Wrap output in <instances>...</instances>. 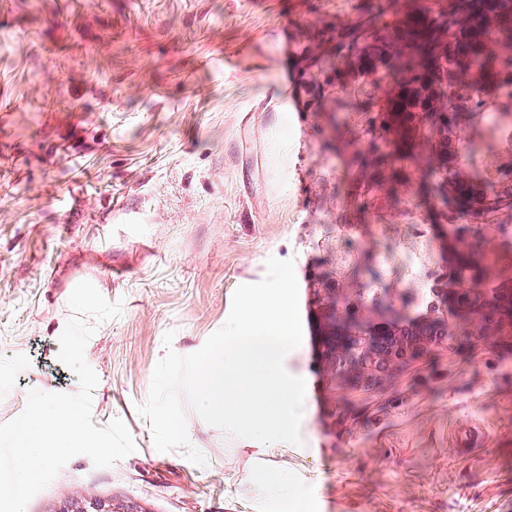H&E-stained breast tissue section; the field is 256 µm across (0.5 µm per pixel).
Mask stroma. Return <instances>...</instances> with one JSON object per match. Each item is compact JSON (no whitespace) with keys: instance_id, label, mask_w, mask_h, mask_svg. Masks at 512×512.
<instances>
[{"instance_id":"stroma-1","label":"stroma","mask_w":512,"mask_h":512,"mask_svg":"<svg viewBox=\"0 0 512 512\" xmlns=\"http://www.w3.org/2000/svg\"><path fill=\"white\" fill-rule=\"evenodd\" d=\"M372 0H0V423L30 389L75 393L56 329L90 281L120 318L85 348L92 417L123 419L136 449L112 466L73 457L25 512L92 495L143 512H282L274 476L312 512H512V332L436 346L375 385L327 373L318 284L336 234L360 264L403 251L418 170L359 207L343 193L363 116L310 101L300 65L322 24ZM342 140L337 153L330 144ZM293 259L304 378L301 445L259 447L195 413L205 465L159 452L139 415L166 350L188 355L226 321L268 258ZM171 346H164L166 332ZM484 442L459 453L460 430Z\"/></svg>"}]
</instances>
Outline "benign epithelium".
Instances as JSON below:
<instances>
[{
    "mask_svg": "<svg viewBox=\"0 0 512 512\" xmlns=\"http://www.w3.org/2000/svg\"><path fill=\"white\" fill-rule=\"evenodd\" d=\"M351 269L336 268V280L317 292L329 299L321 336V356L326 368L351 382L370 383L393 373L409 362L427 356L436 344L451 339L448 319L470 316L473 325L489 321L488 303L499 292L494 283L504 277L503 271L489 273L485 266H476L470 278L480 288L441 289L435 302L436 316L427 322V329L404 328L396 336L386 326H366L356 320V311L364 307L381 316L391 310L390 289L380 288L366 300L364 295L350 296L347 279ZM83 512H139L129 504L91 498Z\"/></svg>",
    "mask_w": 512,
    "mask_h": 512,
    "instance_id": "benign-epithelium-1",
    "label": "benign epithelium"
}]
</instances>
